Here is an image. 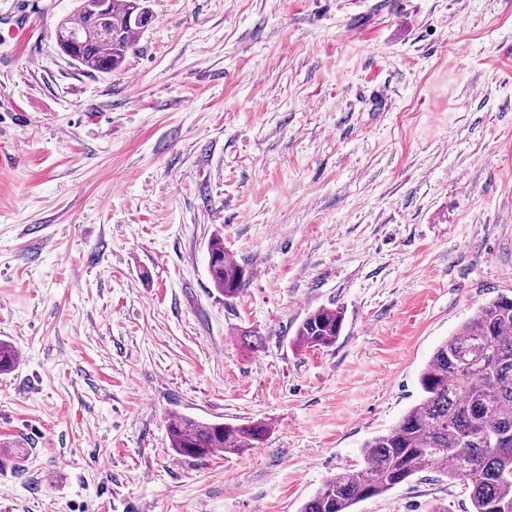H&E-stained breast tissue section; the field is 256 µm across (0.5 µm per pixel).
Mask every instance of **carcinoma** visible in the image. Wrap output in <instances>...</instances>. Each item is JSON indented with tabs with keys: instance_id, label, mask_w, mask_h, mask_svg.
Returning a JSON list of instances; mask_svg holds the SVG:
<instances>
[{
	"instance_id": "1",
	"label": "carcinoma",
	"mask_w": 512,
	"mask_h": 512,
	"mask_svg": "<svg viewBox=\"0 0 512 512\" xmlns=\"http://www.w3.org/2000/svg\"><path fill=\"white\" fill-rule=\"evenodd\" d=\"M148 0H79L73 15L54 29L62 55L87 72L121 69L152 22ZM213 286L232 299L246 268L214 236L207 248ZM344 312L321 306L295 330L305 349L332 346ZM18 352L0 341V373L11 371ZM420 396L386 433L362 449L364 464L329 477L300 512H353V506L408 484L430 469L469 489L470 512H512V296L500 293L480 305L443 341L419 377ZM271 427L262 421L223 423L173 413L167 420L170 448L205 459L241 455L261 447Z\"/></svg>"
}]
</instances>
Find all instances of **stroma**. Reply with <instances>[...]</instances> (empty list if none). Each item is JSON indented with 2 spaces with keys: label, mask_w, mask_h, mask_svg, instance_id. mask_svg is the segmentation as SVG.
Masks as SVG:
<instances>
[{
  "label": "stroma",
  "mask_w": 512,
  "mask_h": 512,
  "mask_svg": "<svg viewBox=\"0 0 512 512\" xmlns=\"http://www.w3.org/2000/svg\"><path fill=\"white\" fill-rule=\"evenodd\" d=\"M75 5L0 0V512H299L512 293V0H150L113 74L59 52ZM174 412L272 431L194 460ZM469 509L430 470L355 506ZM207 270L213 286L224 299L235 298L246 280V268L224 248V238L214 236L207 248ZM344 312L336 306H321L309 312L298 324L294 342L300 348L320 349L332 346L341 334Z\"/></svg>",
  "instance_id": "stroma-1"
}]
</instances>
